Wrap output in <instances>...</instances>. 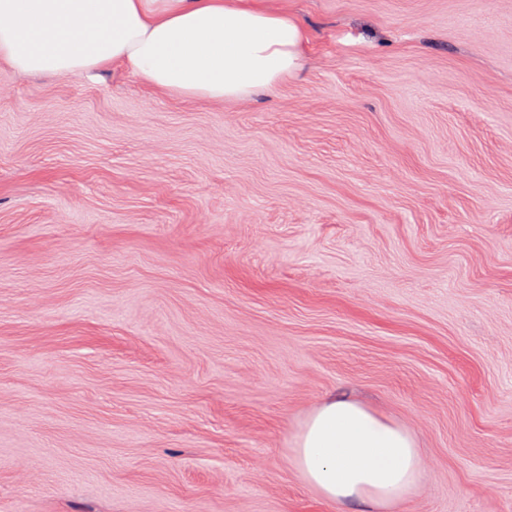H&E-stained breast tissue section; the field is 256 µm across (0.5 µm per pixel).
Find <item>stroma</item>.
Returning a JSON list of instances; mask_svg holds the SVG:
<instances>
[{"mask_svg":"<svg viewBox=\"0 0 512 512\" xmlns=\"http://www.w3.org/2000/svg\"><path fill=\"white\" fill-rule=\"evenodd\" d=\"M275 94L0 64V512H347L291 440L348 394L512 512V0H269Z\"/></svg>","mask_w":512,"mask_h":512,"instance_id":"35a3bbf8","label":"stroma"}]
</instances>
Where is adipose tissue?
<instances>
[{"instance_id": "ef3b65f1", "label": "adipose tissue", "mask_w": 512, "mask_h": 512, "mask_svg": "<svg viewBox=\"0 0 512 512\" xmlns=\"http://www.w3.org/2000/svg\"><path fill=\"white\" fill-rule=\"evenodd\" d=\"M304 32L262 0H0V62L66 76L121 63L184 100L275 93L301 67ZM290 461L322 500L381 512L421 489L413 435L358 401L331 397L293 438Z\"/></svg>"}]
</instances>
